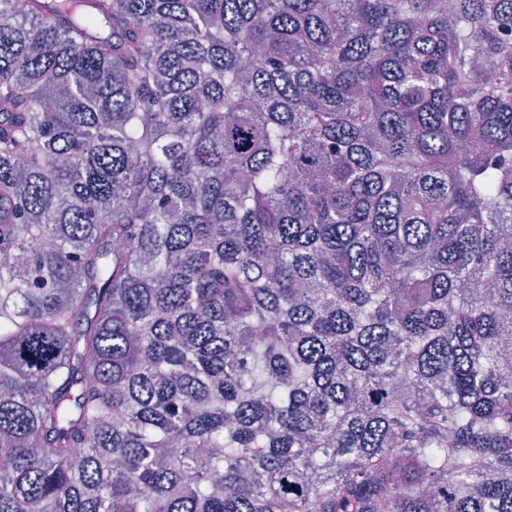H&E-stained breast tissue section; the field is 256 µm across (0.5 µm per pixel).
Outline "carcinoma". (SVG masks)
Segmentation results:
<instances>
[{
    "instance_id": "obj_1",
    "label": "carcinoma",
    "mask_w": 512,
    "mask_h": 512,
    "mask_svg": "<svg viewBox=\"0 0 512 512\" xmlns=\"http://www.w3.org/2000/svg\"><path fill=\"white\" fill-rule=\"evenodd\" d=\"M0 512H512V0H0Z\"/></svg>"
}]
</instances>
